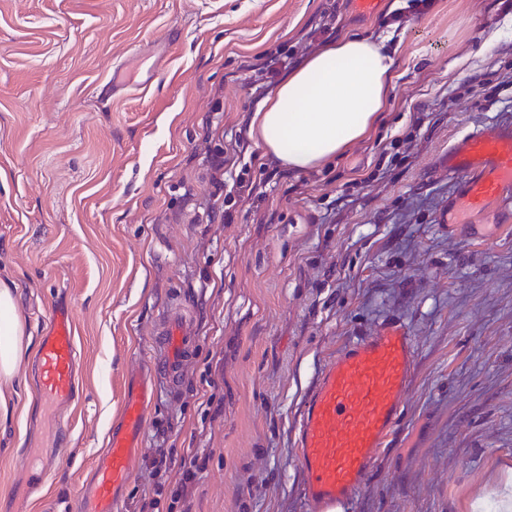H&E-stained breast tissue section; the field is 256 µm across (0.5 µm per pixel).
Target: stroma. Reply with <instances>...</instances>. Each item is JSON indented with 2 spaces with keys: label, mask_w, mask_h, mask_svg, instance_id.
<instances>
[{
  "label": "stroma",
  "mask_w": 512,
  "mask_h": 512,
  "mask_svg": "<svg viewBox=\"0 0 512 512\" xmlns=\"http://www.w3.org/2000/svg\"><path fill=\"white\" fill-rule=\"evenodd\" d=\"M403 8L407 20L384 17ZM0 0V280L40 342L53 305L78 325L77 397L45 416L37 353L0 424V512H69L117 425L125 378L167 313L196 339L159 387L120 512H307L297 425L320 370L402 323L408 393L345 512H503L512 488V223L489 239L441 224L455 202L448 147L512 123V10L499 0ZM338 34L400 43L401 78L375 135L300 172L249 133L255 56ZM155 65L153 86L104 87ZM500 73L486 98L464 97ZM236 152L258 189L240 191ZM234 213L225 223V210ZM173 458L154 496V449ZM206 460L186 498L181 464ZM45 464L31 494L30 461Z\"/></svg>",
  "instance_id": "obj_1"
}]
</instances>
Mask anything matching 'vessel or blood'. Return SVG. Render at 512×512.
I'll list each match as a JSON object with an SVG mask.
<instances>
[{
    "instance_id": "obj_1",
    "label": "vessel or blood",
    "mask_w": 512,
    "mask_h": 512,
    "mask_svg": "<svg viewBox=\"0 0 512 512\" xmlns=\"http://www.w3.org/2000/svg\"><path fill=\"white\" fill-rule=\"evenodd\" d=\"M448 173L459 181L464 207H494L512 222V125L491 124L455 140L448 149ZM193 347L187 319L168 318L155 344L158 359L128 375L120 422L106 438L93 482L79 488L71 512H119V494L143 446L157 380L176 381ZM76 349L71 312L52 309L36 363L38 399L47 411L74 399ZM412 369V339L397 322L353 342L327 363L307 396L298 428L311 512L350 503L362 489L375 451L384 447L396 423Z\"/></svg>"
}]
</instances>
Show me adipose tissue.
Wrapping results in <instances>:
<instances>
[{
    "instance_id": "obj_1",
    "label": "adipose tissue",
    "mask_w": 512,
    "mask_h": 512,
    "mask_svg": "<svg viewBox=\"0 0 512 512\" xmlns=\"http://www.w3.org/2000/svg\"><path fill=\"white\" fill-rule=\"evenodd\" d=\"M384 42L345 34L305 57L254 110L250 134L263 155L300 171L316 169L370 136L398 79ZM31 343L14 288L0 282V407Z\"/></svg>"
}]
</instances>
